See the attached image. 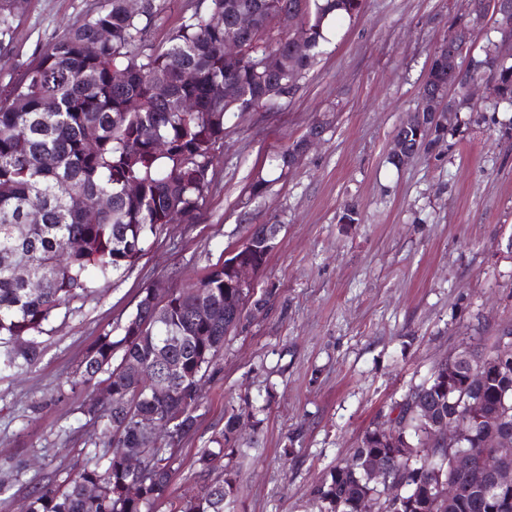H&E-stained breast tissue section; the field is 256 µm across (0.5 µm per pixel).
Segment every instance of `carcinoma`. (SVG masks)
Segmentation results:
<instances>
[{
	"label": "carcinoma",
	"mask_w": 512,
	"mask_h": 512,
	"mask_svg": "<svg viewBox=\"0 0 512 512\" xmlns=\"http://www.w3.org/2000/svg\"><path fill=\"white\" fill-rule=\"evenodd\" d=\"M19 0H0V51L11 44ZM175 28L162 46L147 45L143 35L164 10V0H149L146 11L132 15L127 0H104L100 9L66 30L39 62L29 68L0 99V371L37 361L35 342L21 345V336H33L71 301L93 292L100 281L129 271L146 250L150 238L168 224H191L206 202L213 182L211 150L224 145L227 125H236L246 112L273 105L281 98L284 75L262 76L261 56L277 48L286 59L285 70L301 79L311 69L327 41L330 22L359 15L364 0H203ZM260 12L269 23L282 12H295L308 38L302 45L248 40L245 59L224 56V41L243 37L235 28L241 8ZM110 32L103 40L101 31ZM96 46L89 53L86 47ZM230 81V105L211 94V86ZM463 87L448 72V52H434L424 84ZM498 99L512 105V65L498 72ZM193 104L191 112H174L168 98ZM136 100L139 107L130 108ZM449 126L415 111L397 134L420 138L428 153L444 141ZM93 144L88 149L87 144ZM135 190H129V187ZM107 196L111 207L92 213L88 204ZM237 256L265 266L270 253L246 248ZM39 279L43 288L33 293L17 274L18 268ZM224 265L215 264L191 285L181 289L161 318L153 316L142 298L117 336L105 331L81 361V383L100 375L111 380L112 403L88 408V421L101 426L104 464L77 468L64 486L48 482L31 493V512H153L167 496L176 456L167 444L141 446L138 426H165V418L180 408V438L197 426L198 405L187 402L193 385L207 375L224 348V337L261 314L272 289L255 298L244 316L224 314V294L232 287ZM214 306L218 318L197 320L195 309ZM179 371L159 369L154 381L171 393L158 399L143 390L120 363L144 364L168 346ZM472 366L481 377L458 380L448 391V363L434 367L411 387L390 412H398L405 440L389 448L379 430L365 431L351 459L332 467L316 484L312 497L319 512H361L367 498L382 500L385 512H481L479 503L494 500L497 512H512V485L491 489L474 484L468 474L455 477L463 492L448 505L439 486L448 482V455L436 438L448 426L461 403L474 424L472 436L459 451L480 459L497 453L499 428L487 418L495 415L512 428V401L501 402V392L512 389V356L504 360L493 336L479 339ZM234 407L224 411V427L215 433L214 448L202 450L195 465L207 477L219 458L232 457L241 439L245 416ZM141 455L140 473L125 464V451ZM379 460L390 469V481L376 486L365 478L369 464ZM103 485L104 495L85 496L88 483ZM236 479L224 469L223 487L203 481L187 491L171 512H237Z\"/></svg>",
	"instance_id": "1"
}]
</instances>
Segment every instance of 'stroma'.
Returning <instances> with one entry per match:
<instances>
[{"label":"stroma","instance_id":"stroma-1","mask_svg":"<svg viewBox=\"0 0 512 512\" xmlns=\"http://www.w3.org/2000/svg\"><path fill=\"white\" fill-rule=\"evenodd\" d=\"M102 0H26L0 60V95L67 26ZM464 0H366L288 97L244 113L224 134L194 224H171L128 272L59 309L36 335L35 365L0 374V512H23L34 488L99 465V429L75 372L95 338L119 330L144 288L190 286L241 244L249 225L280 224L259 284L262 314L227 336L202 386L196 432L181 443L167 499L198 481L194 461L243 395L264 403L231 464L239 512H317L310 491L367 429L438 363L512 324V107L480 85V112L403 167L389 164L400 122L420 104L434 50ZM321 140L292 170L271 156L319 120ZM269 184L249 198L256 176ZM359 223L344 224L346 207Z\"/></svg>","mask_w":512,"mask_h":512}]
</instances>
